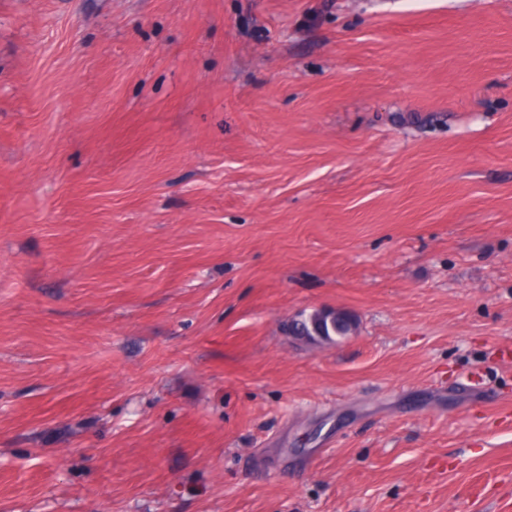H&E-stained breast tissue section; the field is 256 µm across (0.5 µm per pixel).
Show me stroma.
I'll list each match as a JSON object with an SVG mask.
<instances>
[{
	"label": "stroma",
	"mask_w": 512,
	"mask_h": 512,
	"mask_svg": "<svg viewBox=\"0 0 512 512\" xmlns=\"http://www.w3.org/2000/svg\"><path fill=\"white\" fill-rule=\"evenodd\" d=\"M0 512H512V0H0ZM357 330L354 318L341 311L316 310L298 315L288 324V331L315 342L333 343L353 335ZM336 337V339H335Z\"/></svg>",
	"instance_id": "1"
}]
</instances>
